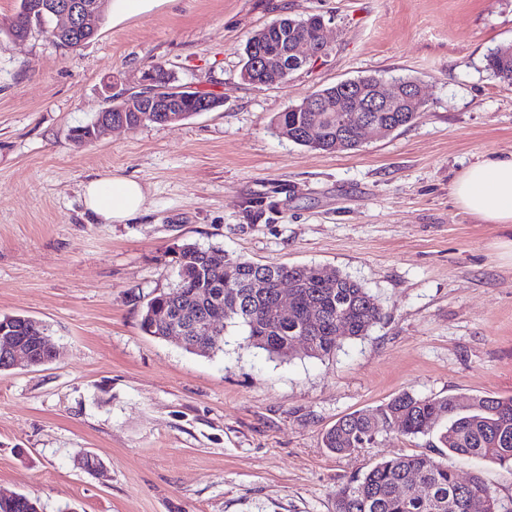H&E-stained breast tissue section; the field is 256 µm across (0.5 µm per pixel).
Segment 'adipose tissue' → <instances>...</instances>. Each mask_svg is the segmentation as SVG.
Segmentation results:
<instances>
[{"label": "adipose tissue", "mask_w": 512, "mask_h": 512, "mask_svg": "<svg viewBox=\"0 0 512 512\" xmlns=\"http://www.w3.org/2000/svg\"><path fill=\"white\" fill-rule=\"evenodd\" d=\"M457 204L489 224H512V152L478 158L453 185ZM86 213L102 224H122L145 204L142 185L135 179L111 174L83 187Z\"/></svg>", "instance_id": "obj_1"}]
</instances>
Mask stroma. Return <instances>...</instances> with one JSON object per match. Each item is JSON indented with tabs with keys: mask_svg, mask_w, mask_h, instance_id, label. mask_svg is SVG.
<instances>
[{
	"mask_svg": "<svg viewBox=\"0 0 512 512\" xmlns=\"http://www.w3.org/2000/svg\"><path fill=\"white\" fill-rule=\"evenodd\" d=\"M317 14L328 55L280 85L242 77L252 33ZM512 44V0H156L105 18L67 49L0 35V315L41 322L56 361L0 371V491L43 512H334L338 486L384 458L437 456L432 436L391 431L340 456L324 433L402 391L512 396V226L456 203L479 157L512 152V85L485 69ZM162 63L224 104L77 145L102 85L136 87ZM408 76L414 121L355 150L279 137L277 112L339 81ZM141 183L123 224L85 213L89 180ZM192 242L256 263L337 270L382 308L333 355L281 359L228 328L198 355L147 335V301L174 286ZM96 457L107 478L81 468Z\"/></svg>",
	"mask_w": 512,
	"mask_h": 512,
	"instance_id": "stroma-1",
	"label": "stroma"
}]
</instances>
